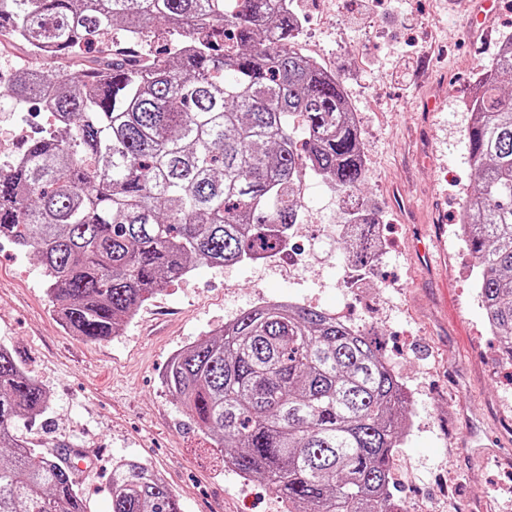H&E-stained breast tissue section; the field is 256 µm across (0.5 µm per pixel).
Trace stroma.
I'll return each mask as SVG.
<instances>
[{
    "label": "stroma",
    "mask_w": 512,
    "mask_h": 512,
    "mask_svg": "<svg viewBox=\"0 0 512 512\" xmlns=\"http://www.w3.org/2000/svg\"><path fill=\"white\" fill-rule=\"evenodd\" d=\"M476 0H293L299 47L340 80L368 167L361 201L380 234L398 241L361 288L341 283V224L352 206L320 177L299 190L304 234L287 251L212 267L198 264L147 301L119 335L90 342L66 331L29 251L0 240V346L50 394V409L18 425L43 448L80 453L73 477L86 512H108L112 465L158 471L182 512H284L269 485L224 463L163 385L171 358L262 298L340 313L377 335L408 394V419L390 471L403 512H512V359L485 330L472 259L456 234L474 187L467 101L498 37L512 34V0H498L492 40L467 27ZM36 99L0 93V138L45 126Z\"/></svg>",
    "instance_id": "1"
}]
</instances>
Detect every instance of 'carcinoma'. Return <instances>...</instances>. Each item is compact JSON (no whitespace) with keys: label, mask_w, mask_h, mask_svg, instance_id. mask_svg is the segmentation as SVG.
Returning <instances> with one entry per match:
<instances>
[{"label":"carcinoma","mask_w":512,"mask_h":512,"mask_svg":"<svg viewBox=\"0 0 512 512\" xmlns=\"http://www.w3.org/2000/svg\"><path fill=\"white\" fill-rule=\"evenodd\" d=\"M167 23L164 55L127 46ZM290 0H12L0 36L46 44L50 75L17 72L7 91L57 114L0 165V239L39 258L62 325L116 336L152 296L190 272L265 258L300 223L308 172L362 193L361 135L332 72L299 49ZM512 35L479 81L466 131L477 190L458 223L475 288L512 359ZM301 125L305 137L296 139ZM354 263L376 256L378 214L347 212ZM225 463L269 484L286 512H398L389 465L407 400L377 342L329 314L258 305L177 353L163 377ZM49 394L0 347V512H86L67 454L20 437ZM110 512H181L148 465L112 464Z\"/></svg>","instance_id":"1"}]
</instances>
